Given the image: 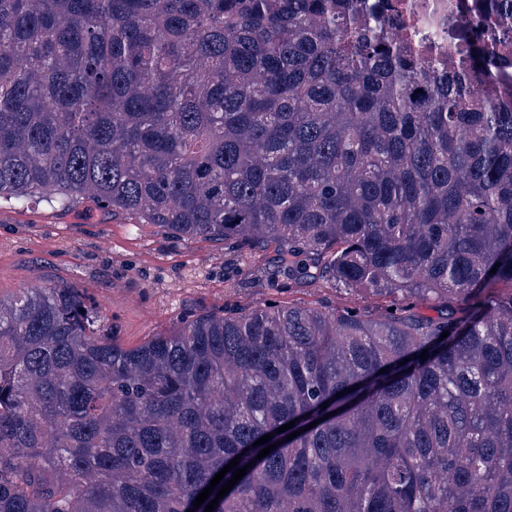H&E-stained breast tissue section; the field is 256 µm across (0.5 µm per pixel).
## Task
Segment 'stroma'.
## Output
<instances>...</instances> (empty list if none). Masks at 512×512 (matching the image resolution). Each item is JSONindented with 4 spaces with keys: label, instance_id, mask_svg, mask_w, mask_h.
Segmentation results:
<instances>
[{
    "label": "stroma",
    "instance_id": "35a3bbf8",
    "mask_svg": "<svg viewBox=\"0 0 512 512\" xmlns=\"http://www.w3.org/2000/svg\"><path fill=\"white\" fill-rule=\"evenodd\" d=\"M277 276L259 248L233 253L217 239L182 240L168 228L107 212L0 205V294L33 286L81 288L127 347L169 332L192 313L269 302ZM280 297L349 307L370 302L326 280L294 284Z\"/></svg>",
    "mask_w": 512,
    "mask_h": 512
}]
</instances>
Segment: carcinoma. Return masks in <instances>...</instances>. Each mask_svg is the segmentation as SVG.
I'll list each match as a JSON object with an SVG mask.
<instances>
[{"label": "carcinoma", "mask_w": 512, "mask_h": 512, "mask_svg": "<svg viewBox=\"0 0 512 512\" xmlns=\"http://www.w3.org/2000/svg\"><path fill=\"white\" fill-rule=\"evenodd\" d=\"M452 25L421 37L397 0H0V203L261 245L376 298L134 348L72 285L0 298V512H187L237 456L214 512H512V0Z\"/></svg>", "instance_id": "carcinoma-1"}]
</instances>
